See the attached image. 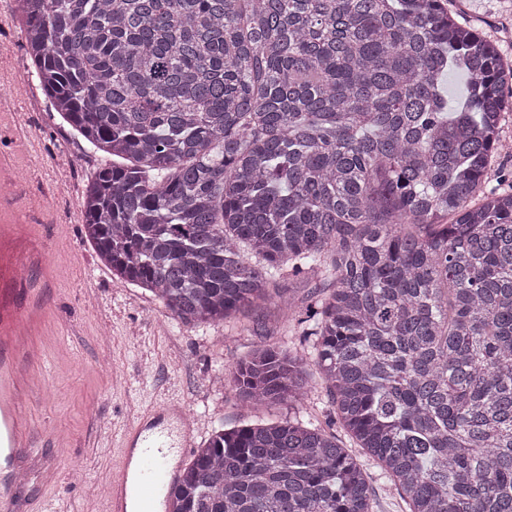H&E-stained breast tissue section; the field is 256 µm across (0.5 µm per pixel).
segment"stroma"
I'll use <instances>...</instances> for the list:
<instances>
[{"label": "stroma", "mask_w": 512, "mask_h": 512, "mask_svg": "<svg viewBox=\"0 0 512 512\" xmlns=\"http://www.w3.org/2000/svg\"><path fill=\"white\" fill-rule=\"evenodd\" d=\"M453 7L497 41L512 62V0H454ZM15 112L0 116V147L14 156V192L0 211L17 214L40 262L23 267V287H35L45 316L34 338L44 379L26 405L41 462L61 473L58 486L30 476L16 494L19 512H101L86 489L107 478L117 451L114 428L168 398L182 400L196 418L194 445L174 463L189 464L217 423L243 416L271 419L278 407L243 406L220 374L231 373L265 339L298 347L295 323L274 306L249 309L218 325H185L142 288L116 279L82 234L81 199L106 156L53 109L39 86L18 21L16 0H0V88ZM66 267L49 281L45 265Z\"/></svg>", "instance_id": "1"}]
</instances>
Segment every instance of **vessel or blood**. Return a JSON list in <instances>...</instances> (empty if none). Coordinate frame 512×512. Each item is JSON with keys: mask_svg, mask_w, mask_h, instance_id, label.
Listing matches in <instances>:
<instances>
[{"mask_svg": "<svg viewBox=\"0 0 512 512\" xmlns=\"http://www.w3.org/2000/svg\"><path fill=\"white\" fill-rule=\"evenodd\" d=\"M22 225L0 222V512H14L21 465L33 446L31 422L20 406L22 391L32 385L31 370L39 358L31 347L44 307L39 299L25 303L12 297L28 260ZM184 404L168 401L150 406L118 432V459L112 466L104 512H157L161 491L177 471L168 458L191 445Z\"/></svg>", "mask_w": 512, "mask_h": 512, "instance_id": "1", "label": "vessel or blood"}]
</instances>
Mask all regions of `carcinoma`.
Segmentation results:
<instances>
[{"instance_id": "obj_1", "label": "carcinoma", "mask_w": 512, "mask_h": 512, "mask_svg": "<svg viewBox=\"0 0 512 512\" xmlns=\"http://www.w3.org/2000/svg\"><path fill=\"white\" fill-rule=\"evenodd\" d=\"M34 73L97 152L84 229L184 324L274 303L230 379L277 420L212 429L166 512H512V105L443 0H18ZM467 82L454 110L448 69ZM313 283L306 317L272 287ZM318 370L331 419L307 411ZM358 449L353 454L350 448Z\"/></svg>"}]
</instances>
